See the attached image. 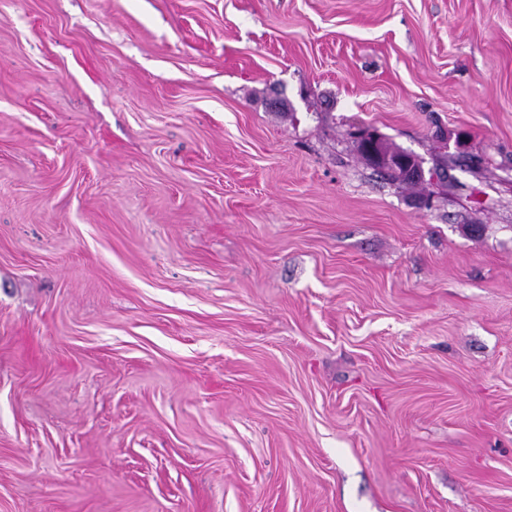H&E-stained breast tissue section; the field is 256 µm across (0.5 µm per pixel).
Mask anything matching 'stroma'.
Wrapping results in <instances>:
<instances>
[{
  "label": "stroma",
  "mask_w": 512,
  "mask_h": 512,
  "mask_svg": "<svg viewBox=\"0 0 512 512\" xmlns=\"http://www.w3.org/2000/svg\"><path fill=\"white\" fill-rule=\"evenodd\" d=\"M0 512H512V0H0Z\"/></svg>",
  "instance_id": "1"
}]
</instances>
